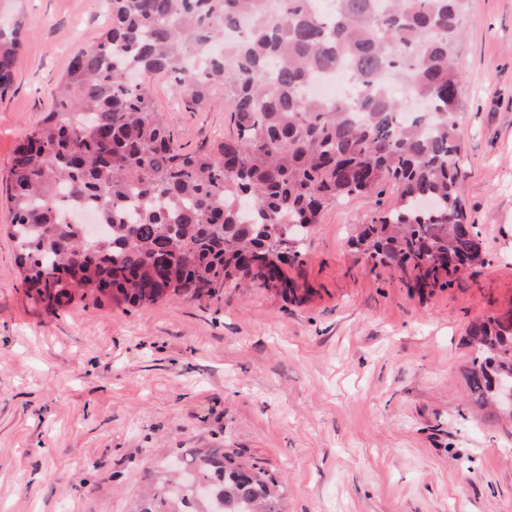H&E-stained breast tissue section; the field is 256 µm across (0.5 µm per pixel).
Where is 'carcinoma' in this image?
<instances>
[{"instance_id":"obj_1","label":"carcinoma","mask_w":512,"mask_h":512,"mask_svg":"<svg viewBox=\"0 0 512 512\" xmlns=\"http://www.w3.org/2000/svg\"><path fill=\"white\" fill-rule=\"evenodd\" d=\"M108 0L99 41L71 58L56 103L18 145L7 178L17 274L34 299L60 309L200 299L248 278L286 297L281 264L337 201L397 194L354 239L372 264L411 271L413 287L458 281L426 261L452 253L483 262L463 195L454 65L467 0ZM251 29L236 32L244 17ZM19 30L0 28V94L13 77ZM350 65L349 100L305 97L317 77ZM167 77L193 104L224 86L233 125L216 159L185 152L156 112L149 83ZM93 209L108 228L89 240L63 210ZM470 231L463 230L464 225ZM474 402L502 410L512 380V325L469 327ZM188 471L210 499L162 472L134 512H282L266 471L239 448H193Z\"/></svg>"}]
</instances>
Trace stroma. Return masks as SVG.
Returning <instances> with one entry per match:
<instances>
[{
    "label": "stroma",
    "instance_id": "stroma-1",
    "mask_svg": "<svg viewBox=\"0 0 512 512\" xmlns=\"http://www.w3.org/2000/svg\"><path fill=\"white\" fill-rule=\"evenodd\" d=\"M106 0H0L20 27L0 94V180L53 103ZM455 65L465 197L484 265L419 293L349 244L376 208L325 210L284 299L229 287L143 306L58 310L15 275L0 194V512H132L160 450L241 448L282 483L285 512H512V419L470 410L469 325L512 312V0H468ZM150 94L184 151L230 135L223 86L202 105Z\"/></svg>",
    "mask_w": 512,
    "mask_h": 512
}]
</instances>
